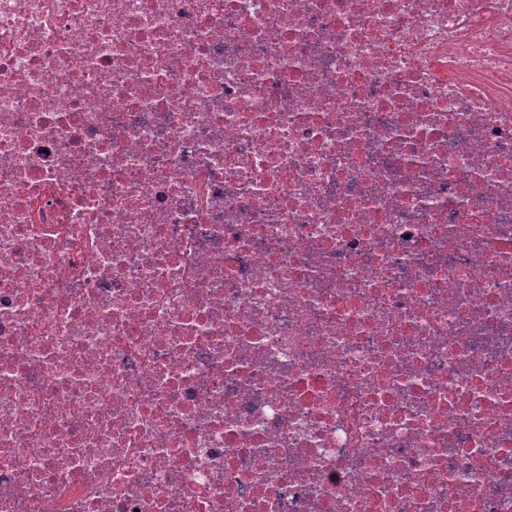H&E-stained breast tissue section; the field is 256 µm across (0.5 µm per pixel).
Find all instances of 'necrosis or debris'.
<instances>
[{"mask_svg": "<svg viewBox=\"0 0 512 512\" xmlns=\"http://www.w3.org/2000/svg\"><path fill=\"white\" fill-rule=\"evenodd\" d=\"M0 512H512V0H0Z\"/></svg>", "mask_w": 512, "mask_h": 512, "instance_id": "4bbe7bcc", "label": "necrosis or debris"}]
</instances>
